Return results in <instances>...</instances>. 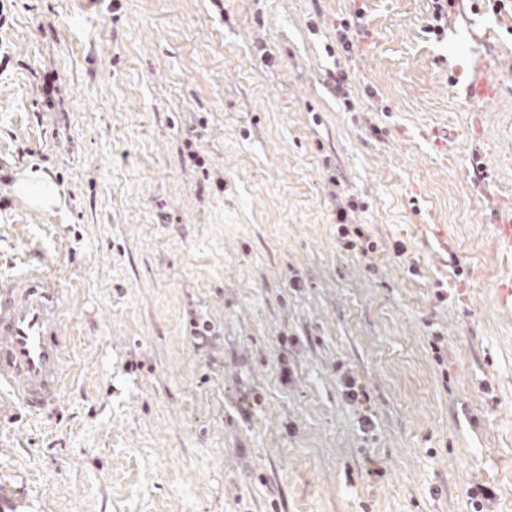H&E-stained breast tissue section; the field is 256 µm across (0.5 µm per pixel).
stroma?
Segmentation results:
<instances>
[{"instance_id": "1", "label": "stroma", "mask_w": 512, "mask_h": 512, "mask_svg": "<svg viewBox=\"0 0 512 512\" xmlns=\"http://www.w3.org/2000/svg\"><path fill=\"white\" fill-rule=\"evenodd\" d=\"M432 11L0 0V274L53 266L74 365L0 406V512H512V15ZM15 195L37 211H49L61 203L58 188L52 178L42 171L26 170L16 181ZM493 244L503 253H512V205L505 203L494 213Z\"/></svg>"}]
</instances>
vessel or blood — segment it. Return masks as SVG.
<instances>
[{
	"label": "vessel or blood",
	"instance_id": "vessel-or-blood-1",
	"mask_svg": "<svg viewBox=\"0 0 512 512\" xmlns=\"http://www.w3.org/2000/svg\"><path fill=\"white\" fill-rule=\"evenodd\" d=\"M493 244L512 253V205L494 213ZM72 337L59 280L45 264L0 277V386L28 414L55 410L72 373Z\"/></svg>",
	"mask_w": 512,
	"mask_h": 512
}]
</instances>
